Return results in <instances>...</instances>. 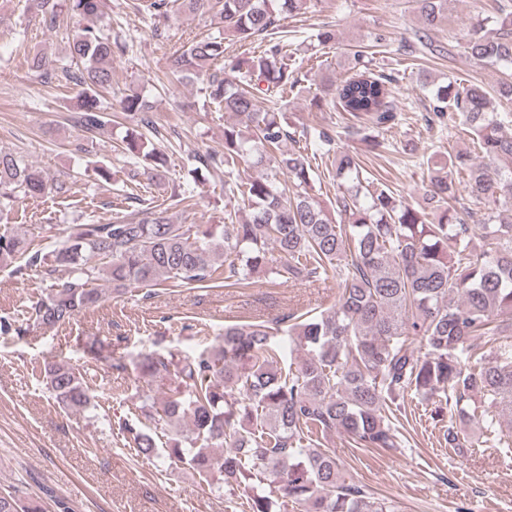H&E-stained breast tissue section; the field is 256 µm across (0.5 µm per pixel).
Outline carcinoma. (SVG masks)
<instances>
[{
  "mask_svg": "<svg viewBox=\"0 0 512 512\" xmlns=\"http://www.w3.org/2000/svg\"><path fill=\"white\" fill-rule=\"evenodd\" d=\"M82 22L68 41V59L42 56L30 68L45 83L63 77L77 87L70 120L92 142L111 125V107L100 90L112 82V58L127 46L92 23L108 0H66ZM444 0H414L422 24L437 27ZM316 6L315 0H222L215 31L175 51L169 73L178 82L207 76L208 97L237 122L224 125V152L198 153L207 172L224 174V194L250 211L243 224H174L163 214L131 221L69 227L46 262L29 245V234L0 228V267L22 274L33 267L53 280L28 319L48 327L70 323L111 294L147 291L170 282L205 288L222 283L244 288L267 272L288 281L339 283L336 304L314 316H289L286 333L304 351L297 366L285 363L272 328L263 321L224 325L222 343L173 361L147 355L137 363L143 378L174 372L177 386L158 397L139 396L138 409L174 430L168 448L154 432L125 424L135 451L163 457L224 486L244 490L245 512H281L286 501L303 512H394L393 506L346 479L335 451L322 447L342 433L363 448L404 446L400 399L411 393L448 413L443 437L452 448L477 440L460 435L456 420L496 432L493 412L512 411V112L497 111L484 86L448 80L431 90V111L459 119L473 152L448 154L446 169L430 180L425 206H414L385 183L363 185L356 159L336 150L323 127L291 130L277 99L297 87V67L288 42L275 37L281 22ZM50 26L55 0H37ZM240 42L259 37L263 50L227 56L225 35ZM467 53L490 66L512 69V0H492L473 17L463 36ZM223 62L224 76L208 73ZM355 73L328 82L312 98L379 126L395 119V78L353 66ZM116 112L129 121L122 149L156 185H165V151L142 130L158 133L150 106L138 92L125 95ZM313 143L335 157L336 213L308 191L316 171L300 149ZM488 159L475 163L472 154ZM260 172L238 180L240 166ZM287 173L293 188L281 183ZM489 206L479 224L455 209L456 183ZM72 187L50 180L34 165L0 151V216L21 198L67 195ZM418 341L425 352L412 348ZM43 379L59 405L85 409L93 395L74 367L45 364ZM230 448L218 454L215 449ZM0 512H40L12 491L0 492Z\"/></svg>",
  "mask_w": 512,
  "mask_h": 512,
  "instance_id": "1",
  "label": "carcinoma"
}]
</instances>
